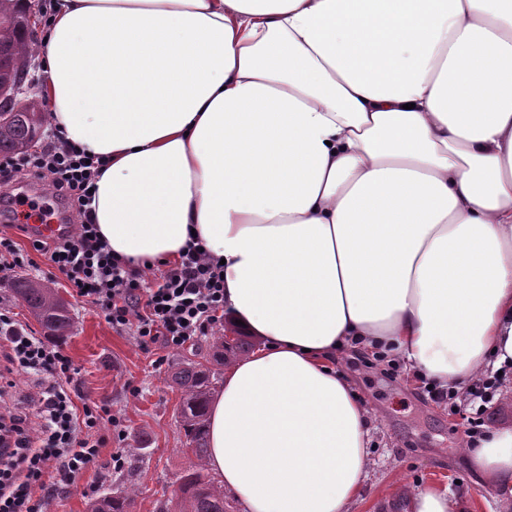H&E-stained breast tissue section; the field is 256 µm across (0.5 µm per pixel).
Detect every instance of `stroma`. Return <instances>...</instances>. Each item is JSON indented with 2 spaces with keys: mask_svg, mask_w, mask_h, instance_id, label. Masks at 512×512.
<instances>
[{
  "mask_svg": "<svg viewBox=\"0 0 512 512\" xmlns=\"http://www.w3.org/2000/svg\"><path fill=\"white\" fill-rule=\"evenodd\" d=\"M11 237L27 250L31 267L21 274L39 280L66 301L73 329L60 344L79 373L74 381L84 401L109 405L122 420L127 454H138L135 474L109 468L114 445L103 448L97 465L86 473L85 488L72 490L49 504L48 512H89L92 500L111 492L119 482L132 480L137 492L129 512H156L157 503L170 497L192 457L183 450L180 427L181 393L172 374L193 356H206L210 337L179 349L154 345L141 349L130 330L112 328L88 305L73 297L64 277L49 274L43 257L31 251L29 240L14 223L0 219V236ZM350 378L358 397L372 414L369 451L374 467L366 480L356 512H403L392 498L397 483L438 482L467 499L470 512H512L502 507L464 451L465 422L421 393L411 371L397 379L364 368L352 352L333 362Z\"/></svg>",
  "mask_w": 512,
  "mask_h": 512,
  "instance_id": "1",
  "label": "stroma"
}]
</instances>
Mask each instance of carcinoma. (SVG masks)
Masks as SVG:
<instances>
[{"instance_id":"cac0c4a2","label":"carcinoma","mask_w":512,"mask_h":512,"mask_svg":"<svg viewBox=\"0 0 512 512\" xmlns=\"http://www.w3.org/2000/svg\"><path fill=\"white\" fill-rule=\"evenodd\" d=\"M32 41L24 30L23 15L13 0H0V85L16 84L27 70ZM46 112L39 103L21 112H0V155L27 150L38 140ZM15 293L29 306L48 335L62 339L73 327L65 302L47 285L19 277L14 281ZM252 344L241 336L220 335L212 338V359L219 365L232 358L247 355ZM181 390V427L186 437V451L194 457L190 468L181 476L171 499L159 502L157 512H228L224 489L209 476L210 457L208 408L212 398L210 370L188 360L172 374ZM135 488L118 485L112 493L91 503L90 512H128Z\"/></svg>"}]
</instances>
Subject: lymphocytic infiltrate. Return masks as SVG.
Segmentation results:
<instances>
[{"instance_id": "f902f5d3", "label": "lymphocytic infiltrate", "mask_w": 512, "mask_h": 512, "mask_svg": "<svg viewBox=\"0 0 512 512\" xmlns=\"http://www.w3.org/2000/svg\"><path fill=\"white\" fill-rule=\"evenodd\" d=\"M103 165L57 132L40 151L16 156L9 167L0 164V185L30 167L48 174L52 197L75 203L80 220L68 234L50 242L35 238L31 245L65 276L74 297L113 328L132 330L144 349L157 343L180 348L209 335L225 318L223 265L192 241L152 283L140 265L112 254L85 208ZM19 372L32 376L36 387L24 409L4 402ZM77 373L60 345L29 333L8 306H0V512H41L76 486L110 438H123L110 407L76 406ZM421 384L431 401L462 415L473 442L484 433L501 377L489 369L458 391L426 378Z\"/></svg>"}]
</instances>
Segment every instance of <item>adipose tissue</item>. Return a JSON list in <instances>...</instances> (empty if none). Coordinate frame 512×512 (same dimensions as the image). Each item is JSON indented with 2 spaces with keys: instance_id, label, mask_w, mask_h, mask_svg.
Listing matches in <instances>:
<instances>
[{
  "instance_id": "ef3b65f1",
  "label": "adipose tissue",
  "mask_w": 512,
  "mask_h": 512,
  "mask_svg": "<svg viewBox=\"0 0 512 512\" xmlns=\"http://www.w3.org/2000/svg\"><path fill=\"white\" fill-rule=\"evenodd\" d=\"M37 51L52 123L107 161L113 253L197 238L263 342L209 412L244 512L358 501L370 412L342 352L456 390L512 367V0H53ZM469 457L512 503V428ZM397 499L461 512L433 483Z\"/></svg>"
}]
</instances>
